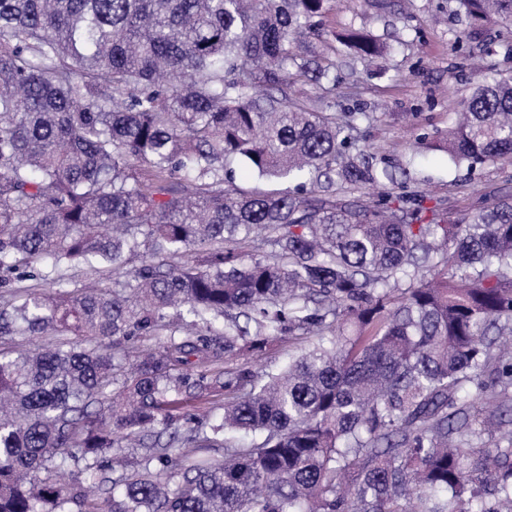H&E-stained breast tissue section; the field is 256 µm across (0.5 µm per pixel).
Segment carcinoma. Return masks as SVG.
<instances>
[{"label": "carcinoma", "instance_id": "cac0c4a2", "mask_svg": "<svg viewBox=\"0 0 512 512\" xmlns=\"http://www.w3.org/2000/svg\"><path fill=\"white\" fill-rule=\"evenodd\" d=\"M329 2L0 0V284H56L11 291L0 339L60 337L0 351V512H512V441L475 409L512 388V197L450 220L406 183L330 194L392 176L353 150L366 113L288 98L290 45ZM459 4L512 24V0ZM459 107L438 136L455 164L512 157V74L478 71ZM240 163L286 187H224ZM72 268L128 279L71 289ZM297 335L279 369L214 371ZM140 336L161 340L127 373L109 348ZM221 393L208 433L182 412ZM236 430L261 440L168 453ZM134 439L140 470L106 476Z\"/></svg>", "mask_w": 512, "mask_h": 512}]
</instances>
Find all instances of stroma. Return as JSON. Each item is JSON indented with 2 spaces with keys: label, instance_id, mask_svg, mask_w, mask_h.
Returning a JSON list of instances; mask_svg holds the SVG:
<instances>
[{
  "label": "stroma",
  "instance_id": "35a3bbf8",
  "mask_svg": "<svg viewBox=\"0 0 512 512\" xmlns=\"http://www.w3.org/2000/svg\"><path fill=\"white\" fill-rule=\"evenodd\" d=\"M363 29L385 43L387 54L350 55L336 38L345 29ZM469 21L449 0H341L315 18L311 31L293 45L299 61L329 67L336 89L322 98L312 78L294 76L292 101L317 112H370L374 119L351 131L352 142L390 165L407 169L410 184L441 201L449 216L512 194V161L486 164L476 174L456 166L435 145L437 132L452 122L454 110L470 91L472 60L510 74L512 57L499 51L512 29L486 25L464 44L455 38ZM304 337L272 343L265 351H243L234 366L276 369Z\"/></svg>",
  "mask_w": 512,
  "mask_h": 512
}]
</instances>
